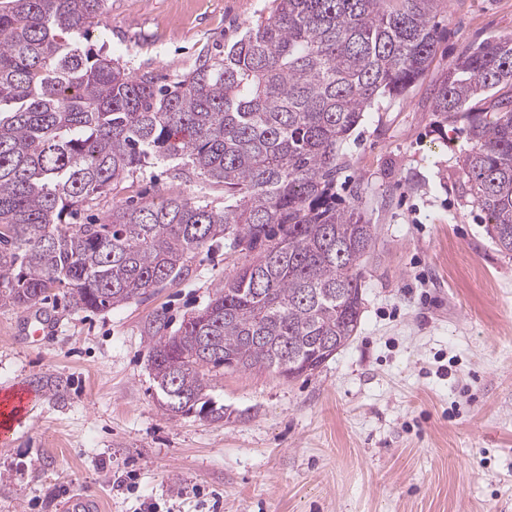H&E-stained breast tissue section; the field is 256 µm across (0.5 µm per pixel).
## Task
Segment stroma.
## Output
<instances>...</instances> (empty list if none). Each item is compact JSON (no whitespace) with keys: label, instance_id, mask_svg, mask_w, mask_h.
I'll use <instances>...</instances> for the list:
<instances>
[{"label":"stroma","instance_id":"obj_1","mask_svg":"<svg viewBox=\"0 0 512 512\" xmlns=\"http://www.w3.org/2000/svg\"><path fill=\"white\" fill-rule=\"evenodd\" d=\"M270 6L107 0L86 44L163 85L201 50L223 55ZM433 23L428 70L368 109L344 146L337 192L377 233L352 341L297 379L218 370L214 420L160 402L152 326L178 329L253 253L214 243L186 279L110 310L44 303L51 332L38 339L26 309L0 307V393L31 395L0 447V512H61L77 491L101 512H512V255L462 190L470 141L458 124L440 139L430 108L458 56L512 37V0H440ZM171 191L210 193L191 170L152 161L76 221Z\"/></svg>","mask_w":512,"mask_h":512}]
</instances>
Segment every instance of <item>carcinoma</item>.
Wrapping results in <instances>:
<instances>
[{"mask_svg":"<svg viewBox=\"0 0 512 512\" xmlns=\"http://www.w3.org/2000/svg\"><path fill=\"white\" fill-rule=\"evenodd\" d=\"M438 0H274L269 15L172 86L82 48L107 0H0V306L55 289L107 310L188 277L225 240L254 261L150 339L173 415L224 418L212 372L309 375L356 336L376 229L336 185L367 106L429 67ZM440 129L467 119L464 193L512 255V39L485 40L439 83ZM188 165L224 203L184 194L73 224L146 160Z\"/></svg>","mask_w":512,"mask_h":512,"instance_id":"cac0c4a2","label":"carcinoma"}]
</instances>
